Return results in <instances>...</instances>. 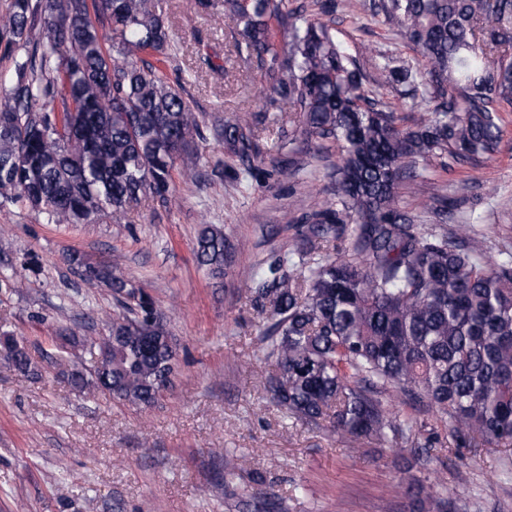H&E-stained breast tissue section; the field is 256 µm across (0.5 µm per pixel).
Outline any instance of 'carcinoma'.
I'll return each instance as SVG.
<instances>
[{"label": "carcinoma", "instance_id": "carcinoma-1", "mask_svg": "<svg viewBox=\"0 0 512 512\" xmlns=\"http://www.w3.org/2000/svg\"><path fill=\"white\" fill-rule=\"evenodd\" d=\"M325 2L196 0L232 25L269 105L302 114L300 134L316 151L340 149L336 203L305 216L293 250L244 276L265 357L278 368L268 392L298 421L417 458L439 443L432 416L456 448L476 438L512 447V252L488 263L467 225L439 230L396 205L403 185L426 179L420 162L446 169L501 151L512 0H370L372 15L417 52L425 78L388 55L370 86L319 18ZM0 29L11 45L32 46L0 90V201H22L51 224L125 213L144 197L167 209L176 165L196 167L204 123L182 75L167 74L176 48L167 0H11ZM387 87L435 108L404 127ZM266 118L260 110L224 120L225 153L251 164ZM429 201L427 212L447 215L444 187L432 185ZM345 235L349 254L321 252ZM234 252L223 228L199 230L195 256L211 275H224ZM67 261L110 289L116 311L99 339L56 330L47 359L92 397L153 406L179 368L165 314L111 266ZM78 351L92 364L72 362ZM0 359L40 373L8 332ZM397 400L426 402L423 415L401 416L390 408ZM403 480L408 512H449L443 484L410 467Z\"/></svg>", "mask_w": 512, "mask_h": 512}]
</instances>
